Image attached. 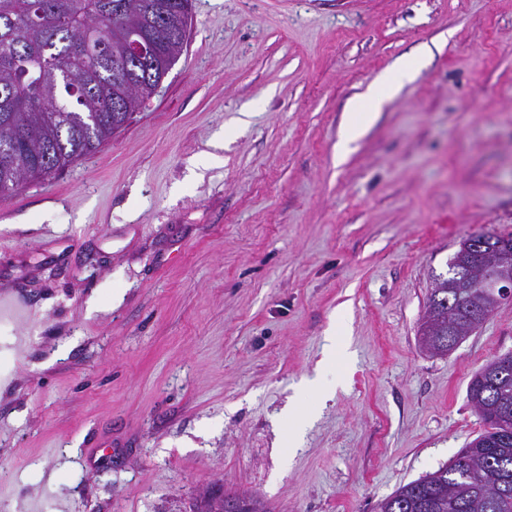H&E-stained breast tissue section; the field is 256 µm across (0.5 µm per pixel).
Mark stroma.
<instances>
[{
	"instance_id": "stroma-1",
	"label": "stroma",
	"mask_w": 512,
	"mask_h": 512,
	"mask_svg": "<svg viewBox=\"0 0 512 512\" xmlns=\"http://www.w3.org/2000/svg\"><path fill=\"white\" fill-rule=\"evenodd\" d=\"M481 232L512 235V0H193L129 123L0 198V288L39 309L0 326V512H375L484 428L467 386L512 302L448 355L417 340ZM349 114L351 119L346 122L338 144L340 156H344L349 152L351 143L365 131L371 123L374 113L368 109L359 110V106L357 105Z\"/></svg>"
}]
</instances>
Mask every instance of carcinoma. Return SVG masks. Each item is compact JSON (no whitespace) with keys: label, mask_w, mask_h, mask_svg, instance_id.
Wrapping results in <instances>:
<instances>
[{"label":"carcinoma","mask_w":512,"mask_h":512,"mask_svg":"<svg viewBox=\"0 0 512 512\" xmlns=\"http://www.w3.org/2000/svg\"><path fill=\"white\" fill-rule=\"evenodd\" d=\"M191 0H0V198L99 150L167 76L187 41ZM166 17L161 26L158 19ZM151 55L134 60L126 34ZM485 253L467 241L435 279L422 345L445 355L474 314L498 302L480 287ZM471 378L467 397L485 428L454 461L398 487L376 512H512V366ZM224 495L199 512H234Z\"/></svg>","instance_id":"carcinoma-1"}]
</instances>
